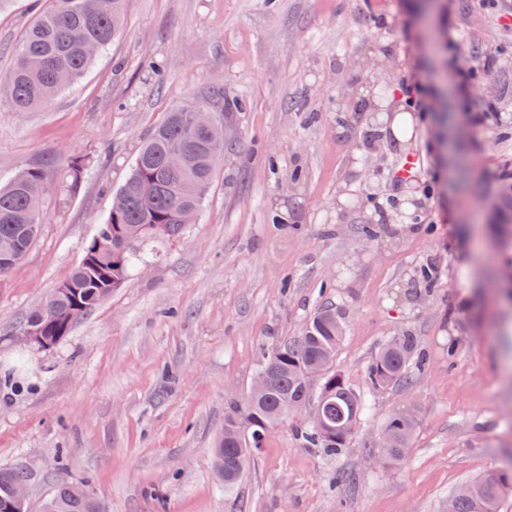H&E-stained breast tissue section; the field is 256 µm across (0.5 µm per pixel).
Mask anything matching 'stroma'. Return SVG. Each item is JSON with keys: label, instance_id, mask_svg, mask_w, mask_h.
I'll return each instance as SVG.
<instances>
[{"label": "stroma", "instance_id": "obj_1", "mask_svg": "<svg viewBox=\"0 0 512 512\" xmlns=\"http://www.w3.org/2000/svg\"><path fill=\"white\" fill-rule=\"evenodd\" d=\"M41 6L0 8V75ZM486 56L497 66L476 70ZM409 78L428 110L356 148L354 104ZM214 89L224 160L196 222L66 340L25 347L20 325L80 261L140 144ZM488 101L501 122L477 121ZM72 156L81 191L46 196L38 239L0 283V468H28V512L64 476L106 512H444L512 464V297L484 285L512 266V0H126L119 36L48 107L0 95V181L32 165L62 181ZM413 156L417 180L395 181ZM325 304L346 325L335 368L367 401L349 447H303L291 418L225 488L211 450L228 399ZM405 331L423 372L374 389L373 358ZM409 403V457L384 466L372 444Z\"/></svg>", "mask_w": 512, "mask_h": 512}]
</instances>
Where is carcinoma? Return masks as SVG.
Instances as JSON below:
<instances>
[{
	"label": "carcinoma",
	"mask_w": 512,
	"mask_h": 512,
	"mask_svg": "<svg viewBox=\"0 0 512 512\" xmlns=\"http://www.w3.org/2000/svg\"><path fill=\"white\" fill-rule=\"evenodd\" d=\"M125 0H45L27 27L15 51L8 75L0 78L17 112L45 108L64 88L77 82L90 63L118 36ZM198 112L224 113V96L214 90L194 104L168 113L143 141L131 172L117 191L122 206L109 211L95 236L86 242L83 257L69 276L31 311L20 330L36 328L56 346L75 324L105 301L143 262L145 247L182 236L194 222L211 189L217 166L224 156V141H212L202 124L190 125ZM186 154L181 168L168 165L170 151ZM84 162L68 159L61 188L69 195L80 189ZM47 178L38 167H28L0 185V279L27 254L43 224ZM345 321L335 308H319L302 335L275 345L256 374L269 377L268 388L230 400L224 408V429L212 456L224 486L235 485L254 456L264 448L272 430L294 415L299 402L313 400L326 427L306 423L297 436L307 448L336 455L347 447L360 420L363 400L336 371V353ZM325 363L317 394L302 380V370ZM422 368L415 336L400 333L377 352L369 368L376 389L406 388L413 383L410 366ZM418 423L416 409L398 407L383 424L394 439L385 449L384 462L399 466L408 458ZM21 468H0V512H13L12 487L25 481ZM512 489V465L492 476L471 482V491L452 498V512H499L502 495ZM102 503L86 486L63 478L42 502V512H101Z\"/></svg>",
	"instance_id": "cac0c4a2"
}]
</instances>
